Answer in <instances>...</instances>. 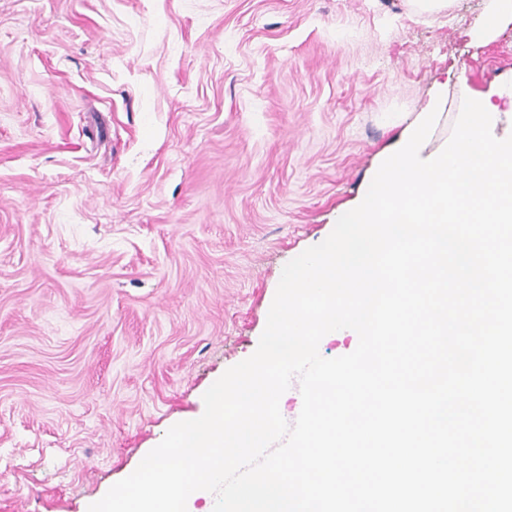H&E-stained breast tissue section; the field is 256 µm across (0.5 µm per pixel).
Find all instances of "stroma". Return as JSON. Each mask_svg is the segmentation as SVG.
Wrapping results in <instances>:
<instances>
[{
    "mask_svg": "<svg viewBox=\"0 0 512 512\" xmlns=\"http://www.w3.org/2000/svg\"><path fill=\"white\" fill-rule=\"evenodd\" d=\"M489 0H0V512H85L258 346L284 266L440 102Z\"/></svg>",
    "mask_w": 512,
    "mask_h": 512,
    "instance_id": "35a3bbf8",
    "label": "stroma"
}]
</instances>
